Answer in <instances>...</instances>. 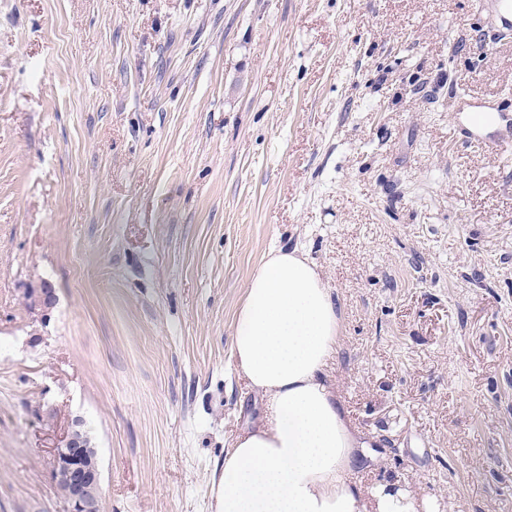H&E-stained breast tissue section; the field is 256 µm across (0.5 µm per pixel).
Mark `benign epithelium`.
Here are the masks:
<instances>
[{"instance_id": "1", "label": "benign epithelium", "mask_w": 512, "mask_h": 512, "mask_svg": "<svg viewBox=\"0 0 512 512\" xmlns=\"http://www.w3.org/2000/svg\"><path fill=\"white\" fill-rule=\"evenodd\" d=\"M89 438L84 420H71L65 437L50 451V475L54 482L69 487L70 512H101L100 470L86 472L83 458L89 451L84 441Z\"/></svg>"}]
</instances>
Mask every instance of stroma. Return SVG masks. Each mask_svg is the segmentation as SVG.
<instances>
[{"label": "stroma", "instance_id": "1", "mask_svg": "<svg viewBox=\"0 0 512 512\" xmlns=\"http://www.w3.org/2000/svg\"><path fill=\"white\" fill-rule=\"evenodd\" d=\"M480 2L0 0V512H69L77 416L102 512H211L263 410L234 314L279 247L341 306L353 478L512 512V146L453 110L512 108ZM86 439L91 437L84 420L77 416L71 420L65 437L50 451V475L55 483L69 487L70 512L101 511L100 469L87 473L82 465L88 451L98 453L97 448H85Z\"/></svg>", "mask_w": 512, "mask_h": 512}]
</instances>
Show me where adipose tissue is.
<instances>
[{"label":"adipose tissue","instance_id":"adipose-tissue-1","mask_svg":"<svg viewBox=\"0 0 512 512\" xmlns=\"http://www.w3.org/2000/svg\"><path fill=\"white\" fill-rule=\"evenodd\" d=\"M342 312L319 268L277 248L249 278L232 356L264 412L215 470L213 512H428V501L348 477L359 442L329 373Z\"/></svg>","mask_w":512,"mask_h":512}]
</instances>
